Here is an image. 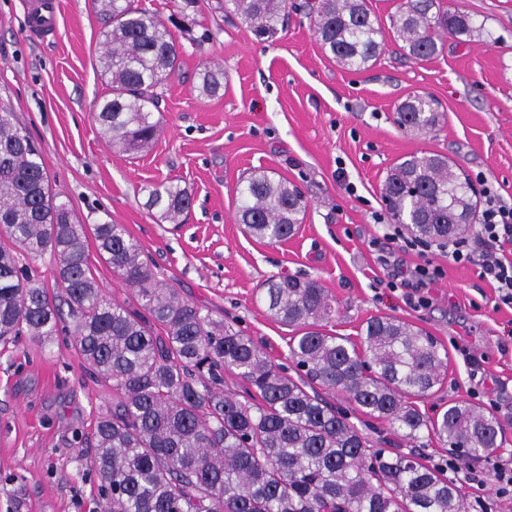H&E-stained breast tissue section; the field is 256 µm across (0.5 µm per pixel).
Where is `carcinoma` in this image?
Listing matches in <instances>:
<instances>
[{"instance_id":"cac0c4a2","label":"carcinoma","mask_w":512,"mask_h":512,"mask_svg":"<svg viewBox=\"0 0 512 512\" xmlns=\"http://www.w3.org/2000/svg\"><path fill=\"white\" fill-rule=\"evenodd\" d=\"M104 23L100 62L111 96L94 118L112 148L135 153L158 136L154 89L182 68L181 45L168 24L134 0H94ZM259 38L278 33L288 0H217ZM325 53L354 71L384 49L385 35L367 0H318L310 6ZM414 60L438 52L440 33L469 36L470 17L439 0H405L393 22ZM201 94L224 90V67L203 64ZM399 127L421 133L439 123L435 99L414 93L396 111ZM144 206L172 224L191 195L172 180L143 189ZM394 223L412 234L446 239L476 223L480 203L460 166L424 152L396 163L383 185ZM239 223L277 243L294 235L307 207L302 190L256 171L237 187ZM97 254L131 288L142 311L106 298L89 264ZM0 343L27 336L43 343L66 324L75 350L116 393L91 429L88 462L104 512H488L466 501L465 479L426 465L415 453L378 448L353 423L358 411L391 424L411 443L435 438L460 464L493 460L505 443L500 419L453 402L429 417L417 400L448 376V354L411 324L376 316L361 344L327 330L336 314L314 278L272 277L261 288L269 314L295 328L286 342L294 374L275 364L236 324L212 317L159 283L139 243L120 224H82L52 192L41 149L16 113L0 102ZM50 256L55 294L30 266ZM161 327L165 335L156 333ZM254 392L224 391V371ZM336 394L332 404L313 386Z\"/></svg>"}]
</instances>
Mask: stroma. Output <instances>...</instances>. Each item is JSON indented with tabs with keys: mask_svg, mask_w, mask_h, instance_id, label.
Here are the masks:
<instances>
[{
	"mask_svg": "<svg viewBox=\"0 0 512 512\" xmlns=\"http://www.w3.org/2000/svg\"><path fill=\"white\" fill-rule=\"evenodd\" d=\"M300 2L289 0L286 28L264 40L225 20L216 0L176 16L182 70L157 90L151 149L130 155L113 150L93 119L110 93L93 0H58L56 31L39 42L25 34L24 0H0V100L40 142L53 192L82 223L123 225L185 300L237 324L279 364L292 329L266 312L259 289L281 274L320 280L337 335L358 340L379 315L424 329L447 350L448 377L420 410L483 406L505 428L497 461L512 459V306L477 266L392 242L381 198L394 164L429 151L512 206V0H439L471 18L470 38L443 36L424 61L390 38L358 72L323 52ZM208 61L224 67V90L212 98L195 84ZM413 93L439 101L435 131L398 126L396 108ZM257 169L295 183L308 201L297 233L274 245L238 221L236 187ZM168 179L192 196L180 224L144 207L143 188ZM427 261L439 270L430 287H394ZM114 397L71 337L0 346V512H101L79 436Z\"/></svg>",
	"mask_w": 512,
	"mask_h": 512,
	"instance_id": "35a3bbf8",
	"label": "stroma"
}]
</instances>
